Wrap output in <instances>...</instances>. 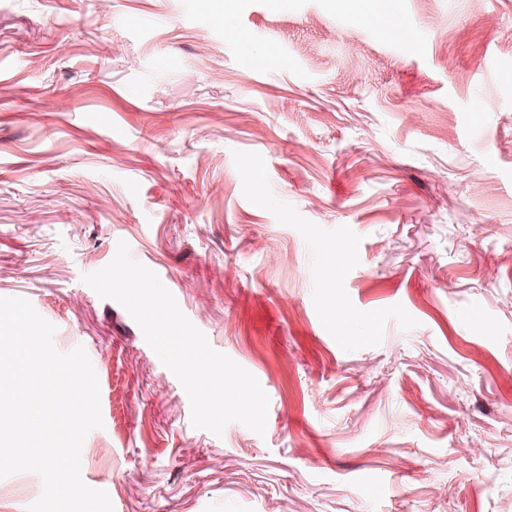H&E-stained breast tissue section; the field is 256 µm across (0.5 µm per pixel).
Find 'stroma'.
Returning a JSON list of instances; mask_svg holds the SVG:
<instances>
[{"label":"stroma","instance_id":"35a3bbf8","mask_svg":"<svg viewBox=\"0 0 512 512\" xmlns=\"http://www.w3.org/2000/svg\"><path fill=\"white\" fill-rule=\"evenodd\" d=\"M121 241L265 434L84 282ZM0 297L86 350L113 512H512V0H0Z\"/></svg>","mask_w":512,"mask_h":512}]
</instances>
